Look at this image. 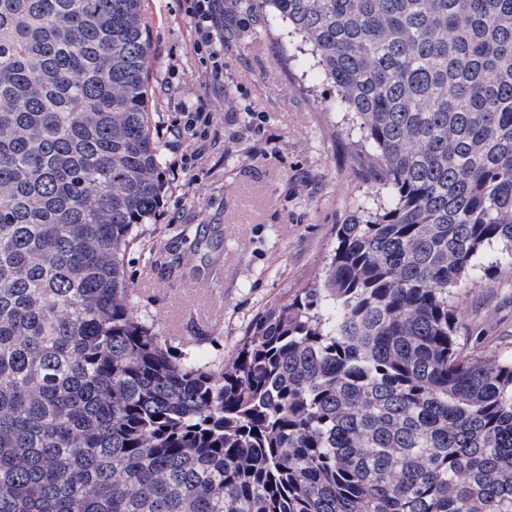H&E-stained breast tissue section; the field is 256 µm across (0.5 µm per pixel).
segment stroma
I'll list each match as a JSON object with an SVG mask.
<instances>
[{"instance_id": "stroma-1", "label": "stroma", "mask_w": 512, "mask_h": 512, "mask_svg": "<svg viewBox=\"0 0 512 512\" xmlns=\"http://www.w3.org/2000/svg\"><path fill=\"white\" fill-rule=\"evenodd\" d=\"M188 7L142 2L164 191L125 265L139 317L175 350L229 361L259 313L316 283L335 225L372 207L375 184L351 165L327 85L289 63L285 21L269 30L240 0H216L217 75L196 52ZM198 108L210 115L203 140L182 132ZM184 235L200 241L197 252ZM454 302L464 354L512 359V277L476 275Z\"/></svg>"}]
</instances>
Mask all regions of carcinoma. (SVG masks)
I'll use <instances>...</instances> for the list:
<instances>
[{
    "label": "carcinoma",
    "mask_w": 512,
    "mask_h": 512,
    "mask_svg": "<svg viewBox=\"0 0 512 512\" xmlns=\"http://www.w3.org/2000/svg\"><path fill=\"white\" fill-rule=\"evenodd\" d=\"M309 48L383 201L234 359L177 353L141 0H0V512H512V359L452 294L512 261V0H248Z\"/></svg>",
    "instance_id": "cac0c4a2"
}]
</instances>
